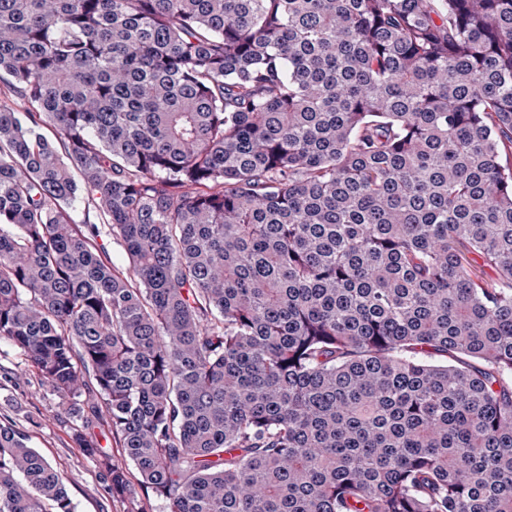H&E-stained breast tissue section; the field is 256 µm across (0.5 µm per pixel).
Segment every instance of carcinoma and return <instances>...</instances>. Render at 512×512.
I'll return each instance as SVG.
<instances>
[{
    "instance_id": "carcinoma-1",
    "label": "carcinoma",
    "mask_w": 512,
    "mask_h": 512,
    "mask_svg": "<svg viewBox=\"0 0 512 512\" xmlns=\"http://www.w3.org/2000/svg\"><path fill=\"white\" fill-rule=\"evenodd\" d=\"M2 72L0 341L111 493L100 420L156 512H512V0H0ZM0 512H76L4 423Z\"/></svg>"
}]
</instances>
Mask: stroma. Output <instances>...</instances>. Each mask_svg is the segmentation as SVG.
I'll return each mask as SVG.
<instances>
[{
    "instance_id": "stroma-1",
    "label": "stroma",
    "mask_w": 512,
    "mask_h": 512,
    "mask_svg": "<svg viewBox=\"0 0 512 512\" xmlns=\"http://www.w3.org/2000/svg\"><path fill=\"white\" fill-rule=\"evenodd\" d=\"M0 422L24 433L31 447L60 472L76 512H127L108 493L96 459L74 439L72 415L60 413L58 398L20 351L0 341Z\"/></svg>"
}]
</instances>
